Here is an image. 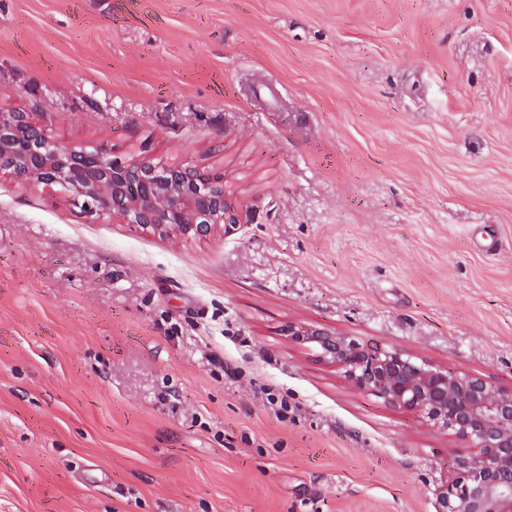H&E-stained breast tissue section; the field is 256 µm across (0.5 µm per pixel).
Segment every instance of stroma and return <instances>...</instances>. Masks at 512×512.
I'll return each instance as SVG.
<instances>
[{
    "instance_id": "obj_1",
    "label": "stroma",
    "mask_w": 512,
    "mask_h": 512,
    "mask_svg": "<svg viewBox=\"0 0 512 512\" xmlns=\"http://www.w3.org/2000/svg\"><path fill=\"white\" fill-rule=\"evenodd\" d=\"M0 110L238 219L0 176V512H436L462 443L282 329L512 387V0H0Z\"/></svg>"
}]
</instances>
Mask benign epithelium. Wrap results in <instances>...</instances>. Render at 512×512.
<instances>
[{
    "mask_svg": "<svg viewBox=\"0 0 512 512\" xmlns=\"http://www.w3.org/2000/svg\"><path fill=\"white\" fill-rule=\"evenodd\" d=\"M2 174L33 186H59L88 213L109 214L164 237L202 238L235 223L223 177L64 145L29 112L0 111ZM286 333L298 345L313 346L358 388L469 448L439 492L438 512H512V388H494L482 377L396 348H366L338 333L294 324Z\"/></svg>",
    "mask_w": 512,
    "mask_h": 512,
    "instance_id": "7a95c632",
    "label": "benign epithelium"
}]
</instances>
